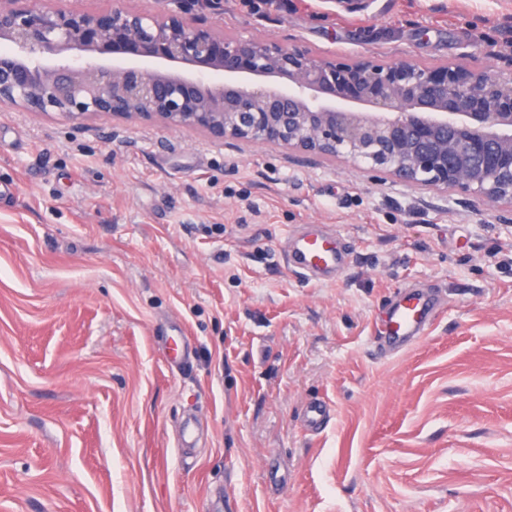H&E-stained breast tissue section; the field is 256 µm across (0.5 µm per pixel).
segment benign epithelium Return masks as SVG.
I'll return each mask as SVG.
<instances>
[{"label":"benign epithelium","mask_w":512,"mask_h":512,"mask_svg":"<svg viewBox=\"0 0 512 512\" xmlns=\"http://www.w3.org/2000/svg\"><path fill=\"white\" fill-rule=\"evenodd\" d=\"M0 44V106L343 158L407 186L512 206V68L338 60L228 36L182 10L41 0H0Z\"/></svg>","instance_id":"7a95c632"}]
</instances>
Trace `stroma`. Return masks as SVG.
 Segmentation results:
<instances>
[{"mask_svg":"<svg viewBox=\"0 0 512 512\" xmlns=\"http://www.w3.org/2000/svg\"><path fill=\"white\" fill-rule=\"evenodd\" d=\"M192 11L343 60L512 65V0ZM309 224L351 254L335 279L288 265ZM412 286L439 297L436 320L387 351L374 323ZM177 332L190 359L173 368ZM313 400L329 408L316 431ZM0 512H512V208L344 159L0 106Z\"/></svg>","mask_w":512,"mask_h":512,"instance_id":"35a3bbf8","label":"stroma"}]
</instances>
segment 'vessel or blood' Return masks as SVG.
<instances>
[{
    "instance_id": "b4317fda",
    "label": "vessel or blood",
    "mask_w": 512,
    "mask_h": 512,
    "mask_svg": "<svg viewBox=\"0 0 512 512\" xmlns=\"http://www.w3.org/2000/svg\"><path fill=\"white\" fill-rule=\"evenodd\" d=\"M288 263L300 274L317 279H332L349 265V255L336 236L317 225L307 226L292 235ZM439 301L435 295L419 290L405 292L375 325V335L387 350L395 351L418 341L430 325Z\"/></svg>"
}]
</instances>
